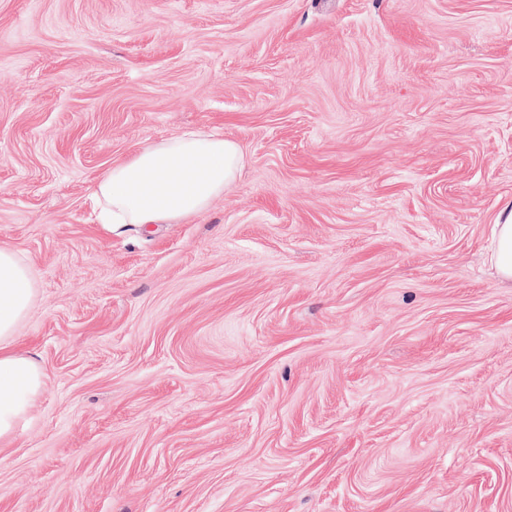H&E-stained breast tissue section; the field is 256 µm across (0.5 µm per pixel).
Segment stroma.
Wrapping results in <instances>:
<instances>
[{"mask_svg": "<svg viewBox=\"0 0 512 512\" xmlns=\"http://www.w3.org/2000/svg\"><path fill=\"white\" fill-rule=\"evenodd\" d=\"M201 130L149 230L95 183ZM512 0H0V245L45 388L0 512H512ZM242 166L235 141L189 131L113 163L93 196L101 203L102 224H179L205 212ZM503 215V222L492 224L487 256L498 280L512 285V200L505 203Z\"/></svg>", "mask_w": 512, "mask_h": 512, "instance_id": "1", "label": "stroma"}]
</instances>
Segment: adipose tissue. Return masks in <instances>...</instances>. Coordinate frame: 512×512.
I'll use <instances>...</instances> for the list:
<instances>
[{"instance_id":"obj_1","label":"adipose tissue","mask_w":512,"mask_h":512,"mask_svg":"<svg viewBox=\"0 0 512 512\" xmlns=\"http://www.w3.org/2000/svg\"><path fill=\"white\" fill-rule=\"evenodd\" d=\"M243 166L239 145L221 135L189 131L146 145L113 163L93 195L102 223L178 224L205 212ZM492 225L488 260L500 282L512 285V200ZM36 297L31 272L10 248L0 246V447L15 440L44 386L38 362L19 351L17 334Z\"/></svg>"}]
</instances>
